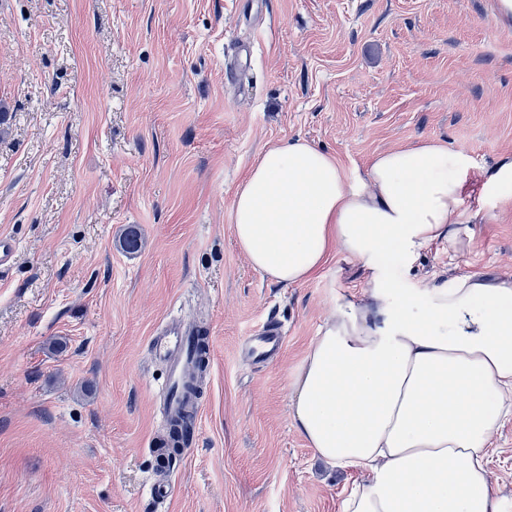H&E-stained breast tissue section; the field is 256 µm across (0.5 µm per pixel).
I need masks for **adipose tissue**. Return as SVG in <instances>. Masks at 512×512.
<instances>
[{"label": "adipose tissue", "instance_id": "1", "mask_svg": "<svg viewBox=\"0 0 512 512\" xmlns=\"http://www.w3.org/2000/svg\"><path fill=\"white\" fill-rule=\"evenodd\" d=\"M473 166L428 140L378 154L353 181L296 139L267 149L236 187L234 237L255 269L300 284L337 251L366 280L290 384L296 431L324 462L361 473L341 512H504L488 445L512 414V279L468 274L418 296L381 264L459 242Z\"/></svg>", "mask_w": 512, "mask_h": 512}]
</instances>
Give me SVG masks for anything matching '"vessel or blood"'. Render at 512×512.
<instances>
[{"instance_id":"vessel-or-blood-1","label":"vessel or blood","mask_w":512,"mask_h":512,"mask_svg":"<svg viewBox=\"0 0 512 512\" xmlns=\"http://www.w3.org/2000/svg\"><path fill=\"white\" fill-rule=\"evenodd\" d=\"M197 331L191 325H178L156 336L151 341V353L155 360L167 363V381L160 424L170 430L181 424L187 410L194 406V397L184 388L193 370L196 353L194 338ZM286 335L284 326L276 321L267 322L262 332L248 337L249 352L265 359L279 351Z\"/></svg>"}]
</instances>
